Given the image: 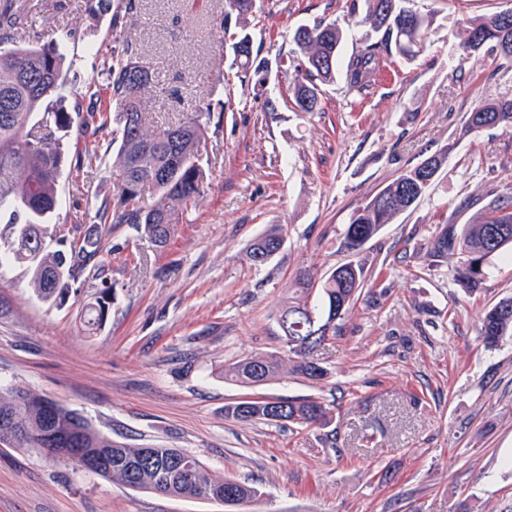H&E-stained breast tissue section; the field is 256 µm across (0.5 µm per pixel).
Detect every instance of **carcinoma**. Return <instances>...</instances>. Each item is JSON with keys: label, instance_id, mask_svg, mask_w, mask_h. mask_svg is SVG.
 Here are the masks:
<instances>
[{"label": "carcinoma", "instance_id": "1", "mask_svg": "<svg viewBox=\"0 0 512 512\" xmlns=\"http://www.w3.org/2000/svg\"><path fill=\"white\" fill-rule=\"evenodd\" d=\"M254 0H234L224 23L235 18L243 22L252 12ZM23 0H0V223L10 228L0 241V270L25 263L30 286L41 300L63 305L81 291L79 278L90 259L100 253L99 241L85 237L78 241H58L59 248L49 251L40 240L43 221L57 205V185L64 162L59 133L70 128L68 112L47 107L61 89L64 79L59 46L23 43ZM359 23L379 33V38L343 55L344 34L318 23L295 30L294 41L302 54L299 62L302 81L294 87V105L301 112L319 107L318 85L336 79L343 71L349 90L358 94L375 81L386 57L396 54L406 61L416 60L426 49L432 33L433 18L414 8V0H366ZM463 53L489 51L512 63V9L467 22L460 43ZM135 47L127 43L112 56L108 66L111 107L87 113L83 126L96 133L116 122L117 161L122 182L119 193L109 199L95 194L86 199L94 224H134L157 250L165 248L175 234L188 207L202 194L204 171L201 147L205 138L202 123L205 112L161 132L150 129L139 98L140 91L152 83L147 70L131 62ZM241 70L240 80L263 83L266 62L258 59L253 46L234 51ZM42 113L39 130L27 129L34 113ZM500 125L512 129V98L477 103L467 113L465 132ZM100 144L86 143L78 152L76 168H91L99 161ZM446 155L436 153L402 171L377 191L382 202L370 198L351 218L344 231V247L358 253L382 227L415 206L425 195L442 168ZM155 191L153 200L144 197ZM278 226L268 228L250 245L248 257L282 240ZM434 253L458 255L457 282L476 288L487 276V261L504 255L512 261V197L490 194L481 221L464 224L461 230L448 231L432 243ZM364 265L349 261L324 277L303 270L297 287L306 301L288 305L280 319H288L284 335L287 358L277 354L249 356L224 369V377L244 387H255L275 379L289 365L292 374L309 381L327 378V370L313 352L324 343V336H312L324 326L329 334L338 331L363 288ZM111 287L98 291L85 311L84 322L92 331L107 319ZM512 333V298L502 299L486 310L479 320V335L484 343L495 346ZM278 406L286 410L288 423L300 426L326 425L329 409L312 397L279 398L253 396L227 405L224 415L241 422L268 421V410ZM16 415L15 425L4 419ZM9 437L18 448H33L49 460L77 462L72 449L85 457L112 449V469L97 472L102 478L118 480L133 490L171 497L217 500L230 491L247 505L257 498L258 490L233 478H218L196 456L177 448H152L144 454L141 447L118 444L93 428L82 416L56 402L27 390H0V438Z\"/></svg>", "mask_w": 512, "mask_h": 512}]
</instances>
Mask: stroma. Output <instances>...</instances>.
Listing matches in <instances>:
<instances>
[{"label": "stroma", "mask_w": 512, "mask_h": 512, "mask_svg": "<svg viewBox=\"0 0 512 512\" xmlns=\"http://www.w3.org/2000/svg\"><path fill=\"white\" fill-rule=\"evenodd\" d=\"M434 17L415 61L389 57L363 94L343 78L321 85L320 109L297 111L293 87L301 25L340 27L345 52L376 41L347 0H256L244 28L269 63L267 81L240 82L223 40L225 0H112L89 17L87 0H29L27 40L59 42L65 84L53 101L72 118L107 83L116 40L154 73L142 89L152 129L210 110L205 191L164 251L132 224H92L87 188L121 183L115 151L92 178L78 172L85 137L63 136L59 202L46 242L100 236L99 279L57 307L29 288L26 265L0 274V387L45 396L113 441L178 448L212 474L257 486L246 512H512V335L492 349L482 311L512 297V263L491 257L475 289L453 277L454 256L430 243L482 214L489 191L512 196V131L464 130L475 103L512 98V66L461 55L467 20L512 0H416ZM448 158L423 198L351 255L346 224L381 187L435 152ZM278 224L284 248L268 264L248 258ZM365 285L339 335L315 353L329 376L282 373L265 396L313 397L327 425L240 422L225 405L247 396L224 368L248 355L284 354L278 325L301 270L324 274L351 258ZM112 284L105 324L83 313ZM0 512H226L223 503L137 491L64 460L0 443Z\"/></svg>", "instance_id": "stroma-1"}]
</instances>
